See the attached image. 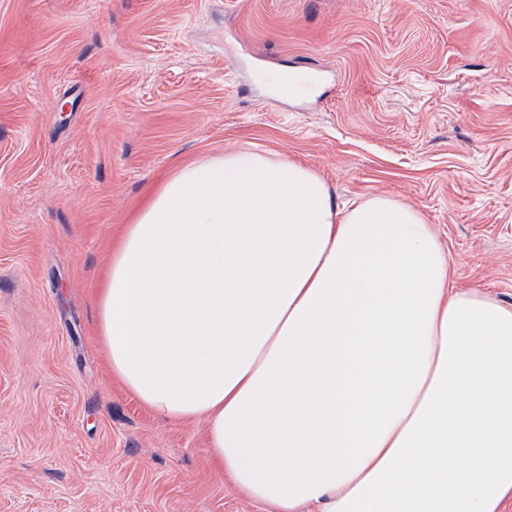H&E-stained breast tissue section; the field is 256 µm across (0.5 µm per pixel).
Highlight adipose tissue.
<instances>
[{"label":"adipose tissue","instance_id":"obj_1","mask_svg":"<svg viewBox=\"0 0 512 512\" xmlns=\"http://www.w3.org/2000/svg\"><path fill=\"white\" fill-rule=\"evenodd\" d=\"M144 405L207 421L266 512H502L512 303L457 287L416 207L339 205L307 166L240 148L161 178L96 299Z\"/></svg>","mask_w":512,"mask_h":512}]
</instances>
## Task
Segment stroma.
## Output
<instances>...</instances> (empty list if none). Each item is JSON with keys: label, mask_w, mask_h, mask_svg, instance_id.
I'll return each mask as SVG.
<instances>
[{"label": "stroma", "mask_w": 512, "mask_h": 512, "mask_svg": "<svg viewBox=\"0 0 512 512\" xmlns=\"http://www.w3.org/2000/svg\"><path fill=\"white\" fill-rule=\"evenodd\" d=\"M247 146L417 207L512 302V0H0V512H263L94 302L150 187Z\"/></svg>", "instance_id": "obj_1"}]
</instances>
